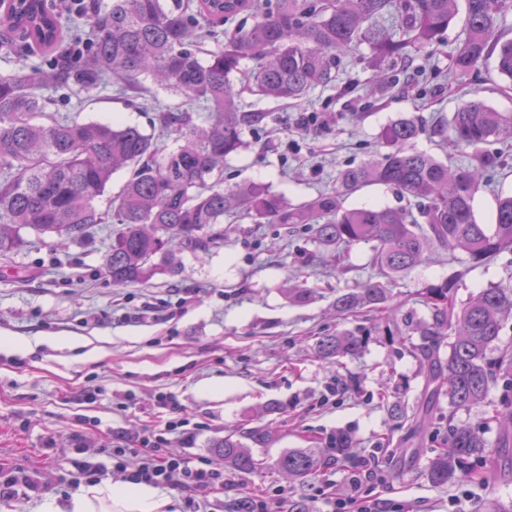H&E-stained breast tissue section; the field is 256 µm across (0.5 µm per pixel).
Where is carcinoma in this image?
I'll list each match as a JSON object with an SVG mask.
<instances>
[{
    "label": "carcinoma",
    "instance_id": "cac0c4a2",
    "mask_svg": "<svg viewBox=\"0 0 512 512\" xmlns=\"http://www.w3.org/2000/svg\"><path fill=\"white\" fill-rule=\"evenodd\" d=\"M23 14L3 16L11 32L6 45L24 53L33 46L51 49L48 70L0 75V256L10 257L27 244L22 232L38 238L56 235L71 242L85 239L100 224L115 225L103 271L115 286L144 283L159 271L153 258L181 248L207 249L222 234L202 235L224 215L242 209L257 224H305L315 242L332 257L356 243H374L371 264L391 280L421 264L436 247L465 254L462 268L421 289L430 320L421 323L416 345L424 374L423 401L413 411L390 406L392 420L418 438L440 399L448 398V436L428 463L435 485L457 477L461 464L480 458L487 448L476 429L454 422L461 409L482 404L491 384L508 381L504 399H512V344L499 345L505 317L512 315V285L482 290L459 306L455 289L472 268L512 250V195L497 199L492 227L478 223L474 200L480 171L499 164L494 155L479 168H450L411 147L422 128L401 117L383 127L385 151L363 164L340 171L336 189L302 205H291L260 183L224 187V161L245 148L243 131L260 124L262 112H244L232 76L252 60L250 84L258 94L302 101L336 81V61L366 44L370 66L383 75L382 92L394 83L391 66L406 67L410 47L432 50L459 13V0H199L197 10L182 0H111L106 9L95 0L81 5L92 18L89 42L73 57L59 47L60 18L48 0H30ZM255 14L248 29L209 31L224 37V48L199 58L200 19L224 25L245 12ZM512 0H465V36L450 55L458 78L495 57L499 75L512 81V40L499 37L500 21ZM398 14L397 28L382 25ZM158 88L183 97L176 111L159 110V132L176 147H160L154 135L135 125H106L57 117L41 90L49 85L90 91L110 83L122 92ZM467 146L512 138V114L497 112L481 100L465 102L448 127ZM122 168L130 176L112 200V211L96 201ZM373 185H391L408 206L344 207L346 197ZM390 289L368 282L336 298V311L380 310ZM454 332L448 358L441 337ZM368 336L340 332L318 338L324 359L360 355ZM224 464L243 474L262 464L229 433L216 444ZM496 448L502 466L512 464V416L505 418ZM321 457L311 449L282 455L275 468L292 478L318 469Z\"/></svg>",
    "mask_w": 512,
    "mask_h": 512
}]
</instances>
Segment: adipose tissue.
Instances as JSON below:
<instances>
[{
    "instance_id": "ef3b65f1",
    "label": "adipose tissue",
    "mask_w": 512,
    "mask_h": 512,
    "mask_svg": "<svg viewBox=\"0 0 512 512\" xmlns=\"http://www.w3.org/2000/svg\"><path fill=\"white\" fill-rule=\"evenodd\" d=\"M172 500L146 485L95 484L73 494L67 504L46 498L39 512H171Z\"/></svg>"
}]
</instances>
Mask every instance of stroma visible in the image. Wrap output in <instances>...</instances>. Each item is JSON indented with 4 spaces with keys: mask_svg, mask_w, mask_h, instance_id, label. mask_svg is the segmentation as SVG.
I'll return each mask as SVG.
<instances>
[{
    "mask_svg": "<svg viewBox=\"0 0 512 512\" xmlns=\"http://www.w3.org/2000/svg\"><path fill=\"white\" fill-rule=\"evenodd\" d=\"M464 15H457L436 54L410 49L418 83L396 85L385 94L370 92L373 72L368 46L337 66L334 85L317 88L303 103L262 98L243 90L244 111L264 113L260 126L244 131L246 147L228 159L224 183L260 182L290 203L299 204L331 191L337 174L368 160L378 149L382 128L401 117L424 124L449 121L465 101L479 98L499 112L512 113V87L498 75L494 60L480 63L464 78H447L449 56L464 37ZM60 115L77 121L121 123L157 130L159 107H179V96L160 91L132 96L107 86L86 94L61 86L44 90ZM300 112H323L327 124L316 130L296 126ZM455 167L474 164L478 153L500 156L491 184L475 197L479 223L493 219L498 196L512 194V141L480 147L438 144L430 133L413 142ZM224 242L208 251L177 252L176 270L147 282L115 286L103 274L110 227L101 225L85 241L62 243L44 238L0 259V333L28 341L29 351H0V463L31 475L41 489L23 503L0 500V512H38L43 498L65 501L78 492L72 484L73 440L87 446V460L101 461L118 435L148 434L157 421L156 396L172 394L183 409L187 428L205 423L194 445L171 440L168 453L191 457L211 452L227 431L266 464L261 474L227 471L234 485L210 495L212 512H236L247 495L282 491L289 500L307 499L322 489L339 498L351 495V460H378L384 478L375 494L400 512H476L489 499L512 504V475L490 481L495 466L489 455L481 469L464 464L454 483L436 486L426 472L447 436V408H440L417 453L387 445L405 431L393 430L386 405L378 398L389 380L394 398L406 407L419 401L424 377L411 347L391 341L390 332L410 334L429 319L420 290L457 268L448 252L435 251L413 270L392 281L394 320L361 311L338 315L337 297L375 280L369 260L372 245L358 242L347 250L343 275L330 273L318 259V246L303 226L257 224L250 217L225 218ZM512 285V251L500 252L471 271L456 292L466 302L481 289ZM292 288L312 297H289ZM363 331L370 339L355 358H321L318 337ZM105 396L83 399L86 387ZM503 382L494 383L481 406L459 410L456 419L480 429L495 444L494 414L512 413L503 399ZM277 412H267L268 404ZM270 437H261L265 428ZM351 442V458L293 479L274 468L283 454L301 448L326 451L336 435ZM57 445L49 449L45 436Z\"/></svg>",
    "mask_w": 512,
    "mask_h": 512,
    "instance_id": "obj_1",
    "label": "stroma"
}]
</instances>
